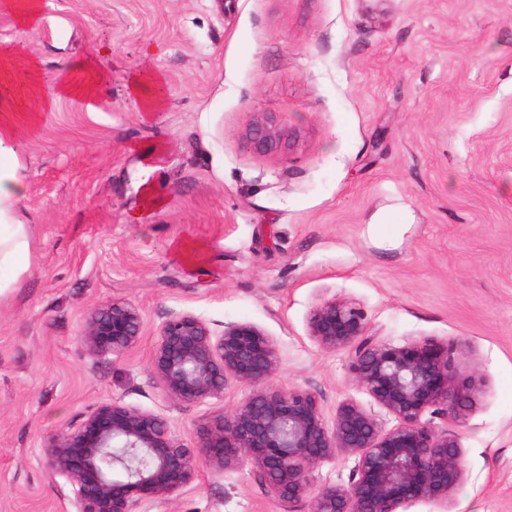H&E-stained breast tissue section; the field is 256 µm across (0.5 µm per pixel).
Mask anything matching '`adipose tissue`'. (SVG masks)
I'll use <instances>...</instances> for the list:
<instances>
[{"label": "adipose tissue", "mask_w": 512, "mask_h": 512, "mask_svg": "<svg viewBox=\"0 0 512 512\" xmlns=\"http://www.w3.org/2000/svg\"><path fill=\"white\" fill-rule=\"evenodd\" d=\"M38 119L35 113L22 119L0 115V291L11 287L29 265L28 226L18 213L28 187L19 173L18 146L23 125Z\"/></svg>", "instance_id": "obj_1"}]
</instances>
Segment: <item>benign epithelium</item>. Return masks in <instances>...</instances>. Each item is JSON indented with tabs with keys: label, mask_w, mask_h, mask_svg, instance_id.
<instances>
[{
	"label": "benign epithelium",
	"mask_w": 512,
	"mask_h": 512,
	"mask_svg": "<svg viewBox=\"0 0 512 512\" xmlns=\"http://www.w3.org/2000/svg\"><path fill=\"white\" fill-rule=\"evenodd\" d=\"M280 141L270 112L246 134L247 145L259 150ZM307 326L321 347L348 353L352 379L396 419L393 428H383L352 400L339 404L328 426L313 392L270 383L279 358L262 329L237 323L217 334L195 315L172 313L160 324L150 357L166 396L201 404L224 397L235 381L250 388L248 397L231 414L200 427L196 452L175 437L164 417L120 399L104 401L77 425L47 436L48 468L71 482L78 512H142L147 503L169 501L192 481L200 455L218 472L251 465L284 502L306 494L311 470L322 461L356 457L349 484L324 487L310 512H401L412 500L451 504L464 477L459 438L423 416L433 408L462 421L483 375L460 370L446 349L378 340L368 334L363 312L344 300L317 304ZM141 334L139 309L123 301L96 308L81 331L85 348L104 358L125 355Z\"/></svg>",
	"instance_id": "benign-epithelium-1"
}]
</instances>
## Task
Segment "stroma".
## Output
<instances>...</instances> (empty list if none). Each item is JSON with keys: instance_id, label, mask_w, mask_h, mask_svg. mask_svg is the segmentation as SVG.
<instances>
[{"instance_id": "stroma-1", "label": "stroma", "mask_w": 512, "mask_h": 512, "mask_svg": "<svg viewBox=\"0 0 512 512\" xmlns=\"http://www.w3.org/2000/svg\"><path fill=\"white\" fill-rule=\"evenodd\" d=\"M23 3L0 0V113L40 115L19 150L30 262L0 294V512H77L44 440L103 401L194 446L247 398L239 383L198 405L164 394L149 360L171 313L257 326L278 351L273 385L315 393L326 423L352 400L392 428L347 352L308 334L334 297L379 340L452 347L485 377L455 427L450 508L404 512H512V0H41L30 21ZM80 62L94 98L59 93ZM146 73L152 111L133 90ZM262 112L284 134L266 153L243 140ZM115 300L138 307L142 335L100 358L80 333ZM309 508L201 458L144 512Z\"/></svg>"}]
</instances>
